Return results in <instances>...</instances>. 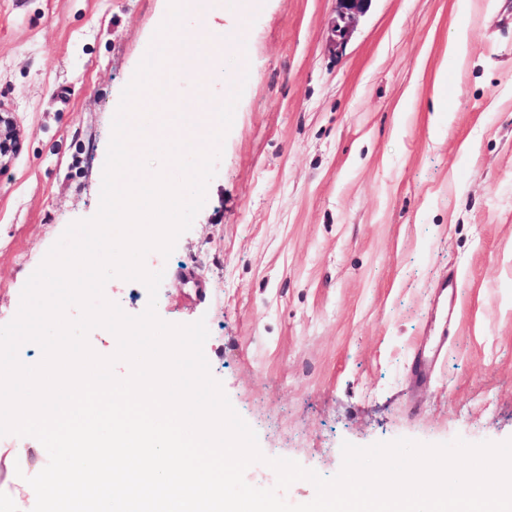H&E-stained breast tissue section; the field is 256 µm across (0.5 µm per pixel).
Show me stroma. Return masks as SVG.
Segmentation results:
<instances>
[{
    "label": "stroma",
    "instance_id": "1",
    "mask_svg": "<svg viewBox=\"0 0 512 512\" xmlns=\"http://www.w3.org/2000/svg\"><path fill=\"white\" fill-rule=\"evenodd\" d=\"M456 3L370 0L339 49L336 0L185 10L148 134L207 147L244 89L204 207L145 265L164 273L160 319L206 322L210 371L265 457L250 485L276 482L270 458L333 477L346 441L512 439V0ZM167 16L168 0H0V108L23 132L0 171V325L96 214L121 92ZM216 28L237 48L209 43ZM460 29L468 48L447 57ZM428 334L448 348L419 379ZM21 452L48 458L0 436V505L31 512Z\"/></svg>",
    "mask_w": 512,
    "mask_h": 512
}]
</instances>
